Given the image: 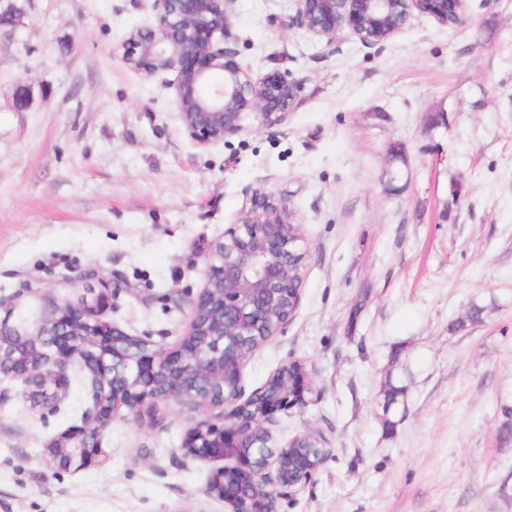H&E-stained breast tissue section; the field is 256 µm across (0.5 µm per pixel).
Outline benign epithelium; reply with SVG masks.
<instances>
[{
  "instance_id": "benign-epithelium-1",
  "label": "benign epithelium",
  "mask_w": 512,
  "mask_h": 512,
  "mask_svg": "<svg viewBox=\"0 0 512 512\" xmlns=\"http://www.w3.org/2000/svg\"><path fill=\"white\" fill-rule=\"evenodd\" d=\"M156 22L131 30L121 42L122 59L132 70L153 77L176 73L172 87L185 132L197 144L224 141L252 112L264 127L280 124L302 100V83L288 72L255 74L237 60L239 50L227 29L235 0H154ZM295 22L332 44L349 31L365 45L402 32L418 12L439 24L458 25L466 0H296ZM299 225L283 201L255 194L251 207L224 230L206 262L204 286L192 304L189 331L169 349L147 337L129 335L99 318L111 293L93 302L66 303L45 317L36 333L0 326V375L20 380L34 409L52 410L66 398L69 370L79 361L87 370L91 406L81 426L45 444V454L61 470L80 468L100 451V439L119 409L137 419L154 418L157 404L175 402L194 411L220 412L193 422L185 450L205 462H224L209 477L206 493L230 512H277V500L308 484L330 453L320 431L304 436L316 452L289 454L259 441L272 438L268 425L312 392L305 367L283 365L249 397L242 371L255 348L254 336L282 330L298 305L307 252ZM281 305L285 314L274 315Z\"/></svg>"
}]
</instances>
